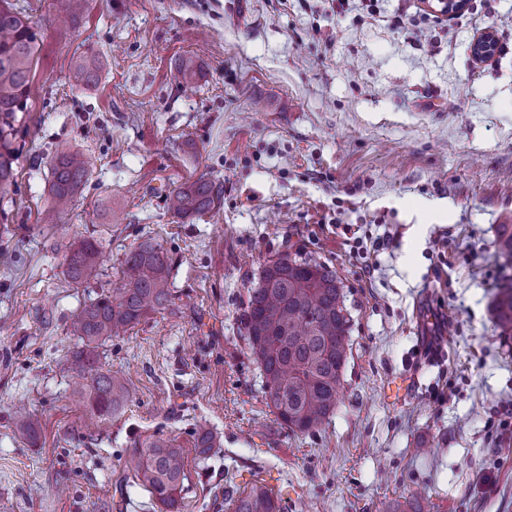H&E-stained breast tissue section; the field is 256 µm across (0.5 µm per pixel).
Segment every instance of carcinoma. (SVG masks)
I'll use <instances>...</instances> for the list:
<instances>
[{
    "label": "carcinoma",
    "instance_id": "cac0c4a2",
    "mask_svg": "<svg viewBox=\"0 0 512 512\" xmlns=\"http://www.w3.org/2000/svg\"><path fill=\"white\" fill-rule=\"evenodd\" d=\"M71 23L81 21L87 0H60ZM38 46L37 34L26 10L0 0V202L15 183V146L22 128L18 113L28 111L31 61ZM78 85L98 80L97 60L82 56L72 72ZM87 173V161L79 151L61 150L54 158L50 204L46 222L58 223L69 211ZM222 184L200 176L175 188L166 197L168 209L180 219L202 216L220 208ZM66 279L83 286L97 276L101 241L80 236L67 246ZM495 252L505 273L499 283L493 313L497 326L512 335V225H500ZM120 287L77 309L71 333L82 341L73 353L72 365L88 380L75 396L93 416L114 415L128 397L120 371L102 372L97 348L105 337L138 324L163 309L172 296L171 263L161 246L143 241L124 254ZM343 292L336 272L312 259L279 258L262 268L257 287L248 291L240 317L249 348L264 377L279 424L292 432L316 430L336 410L338 390L349 350L350 320L345 315ZM18 432L32 438L38 422L17 416ZM216 437L206 426L197 428L194 447L201 455L215 447ZM134 469L153 500L175 508L185 478L184 451L172 439L158 437L135 444ZM233 512H283L278 500L263 486L236 496L224 495Z\"/></svg>",
    "mask_w": 512,
    "mask_h": 512
}]
</instances>
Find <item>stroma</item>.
Instances as JSON below:
<instances>
[{
	"label": "stroma",
	"mask_w": 512,
	"mask_h": 512,
	"mask_svg": "<svg viewBox=\"0 0 512 512\" xmlns=\"http://www.w3.org/2000/svg\"><path fill=\"white\" fill-rule=\"evenodd\" d=\"M16 2L39 50L0 234V512H161L129 464L149 436L185 450L179 512H228L225 487L256 483L288 512H512V338L492 312L512 224V0H469L460 22L422 0H89L75 27L54 0ZM496 16L497 52L477 62ZM87 51L99 80L78 86ZM184 55L201 66L189 83ZM63 148L87 175L46 224ZM202 175L224 204L183 222L166 197ZM89 234L99 275L77 288L59 243ZM148 238L174 296L102 341L129 398L95 422L73 397L70 314ZM285 256L334 269L350 318L340 402L309 433L276 421L240 324ZM401 376L412 387L387 401ZM201 425L219 440L203 457Z\"/></svg>",
	"instance_id": "stroma-1"
}]
</instances>
